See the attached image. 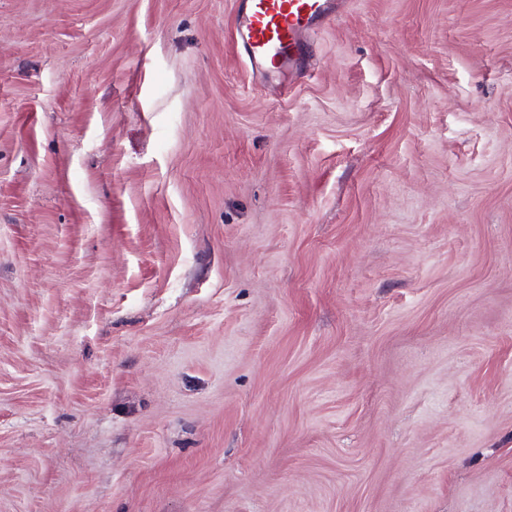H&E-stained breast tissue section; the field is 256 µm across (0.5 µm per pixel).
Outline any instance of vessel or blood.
Returning <instances> with one entry per match:
<instances>
[{
  "label": "vessel or blood",
  "instance_id": "b4317fda",
  "mask_svg": "<svg viewBox=\"0 0 512 512\" xmlns=\"http://www.w3.org/2000/svg\"><path fill=\"white\" fill-rule=\"evenodd\" d=\"M336 11L335 0H246L238 31L251 65L285 73L300 59L305 36Z\"/></svg>",
  "mask_w": 512,
  "mask_h": 512
}]
</instances>
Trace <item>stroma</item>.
<instances>
[{
    "instance_id": "obj_1",
    "label": "stroma",
    "mask_w": 512,
    "mask_h": 512,
    "mask_svg": "<svg viewBox=\"0 0 512 512\" xmlns=\"http://www.w3.org/2000/svg\"><path fill=\"white\" fill-rule=\"evenodd\" d=\"M0 0V512H512V0ZM239 35L251 65L283 74L302 54L304 37L336 16L340 1L244 0Z\"/></svg>"
}]
</instances>
